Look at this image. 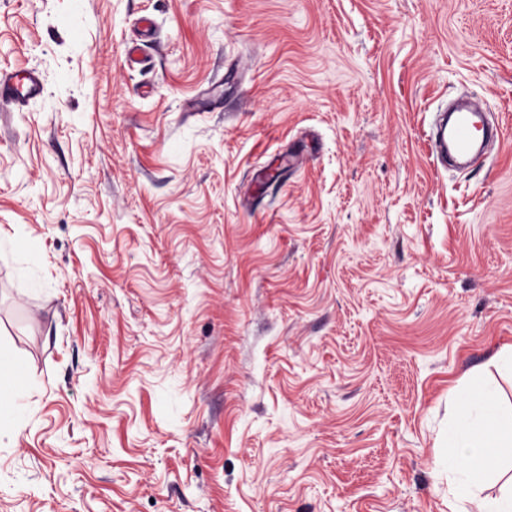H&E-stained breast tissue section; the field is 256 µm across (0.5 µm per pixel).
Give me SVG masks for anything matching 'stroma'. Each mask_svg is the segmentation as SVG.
<instances>
[{"label":"stroma","instance_id":"1","mask_svg":"<svg viewBox=\"0 0 512 512\" xmlns=\"http://www.w3.org/2000/svg\"><path fill=\"white\" fill-rule=\"evenodd\" d=\"M0 512H463L512 403V0H0ZM501 147L443 168L438 108ZM44 91L40 75L35 68L0 69V105L15 103L24 106L39 98ZM452 414L453 424L448 428V473L462 465L464 479H457L454 494L472 506L471 511L463 512H511L512 475L506 481L510 492L490 497L484 495V490L512 469V405L503 406L493 388L483 386L475 393L469 384H464L453 400ZM488 449L496 464L472 465L484 459Z\"/></svg>","mask_w":512,"mask_h":512}]
</instances>
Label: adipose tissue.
<instances>
[{"label":"adipose tissue","mask_w":512,"mask_h":512,"mask_svg":"<svg viewBox=\"0 0 512 512\" xmlns=\"http://www.w3.org/2000/svg\"><path fill=\"white\" fill-rule=\"evenodd\" d=\"M448 430V469L461 471L454 493L471 512H512V491L485 495L488 484L512 471V406H503L497 390L463 385L452 403Z\"/></svg>","instance_id":"obj_1"}]
</instances>
